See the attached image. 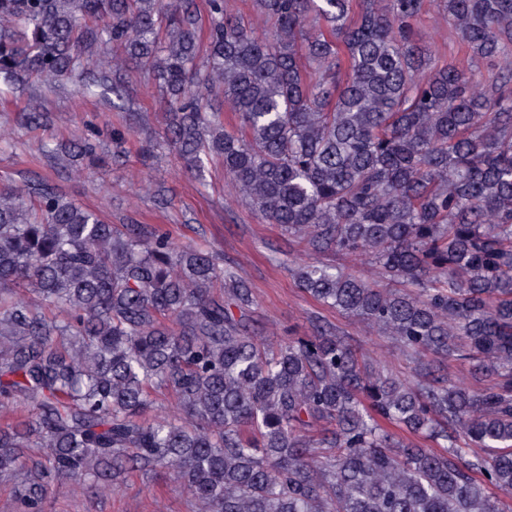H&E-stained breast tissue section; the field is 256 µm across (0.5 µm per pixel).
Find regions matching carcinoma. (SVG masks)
Segmentation results:
<instances>
[{"label": "carcinoma", "mask_w": 512, "mask_h": 512, "mask_svg": "<svg viewBox=\"0 0 512 512\" xmlns=\"http://www.w3.org/2000/svg\"><path fill=\"white\" fill-rule=\"evenodd\" d=\"M0 0V83L112 105L122 57L188 167L218 157L303 257L300 288L389 335L402 379L336 326L249 333L210 249L109 224L47 180L0 186V478L22 512L70 480L169 470L198 512H501L512 492V67L433 61L422 0ZM479 62L512 57V0H439ZM239 117L224 128L223 106ZM102 132L76 154L101 161ZM366 256L370 281L313 256ZM239 316H234L230 307ZM425 352L464 359L453 383Z\"/></svg>", "instance_id": "1"}]
</instances>
